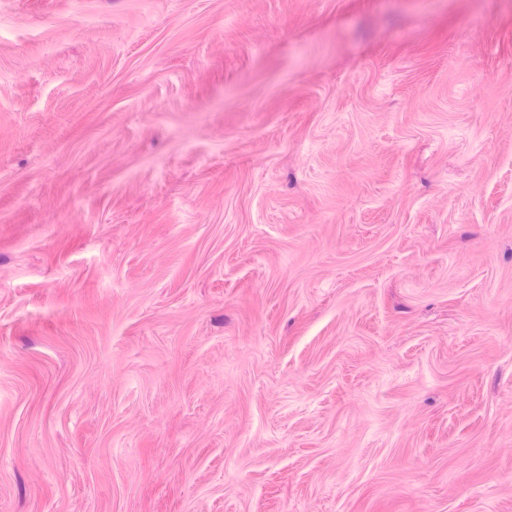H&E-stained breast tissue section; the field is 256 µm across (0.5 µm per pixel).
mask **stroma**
Masks as SVG:
<instances>
[{
  "label": "stroma",
  "instance_id": "stroma-1",
  "mask_svg": "<svg viewBox=\"0 0 512 512\" xmlns=\"http://www.w3.org/2000/svg\"><path fill=\"white\" fill-rule=\"evenodd\" d=\"M0 512H512V0H0Z\"/></svg>",
  "mask_w": 512,
  "mask_h": 512
}]
</instances>
